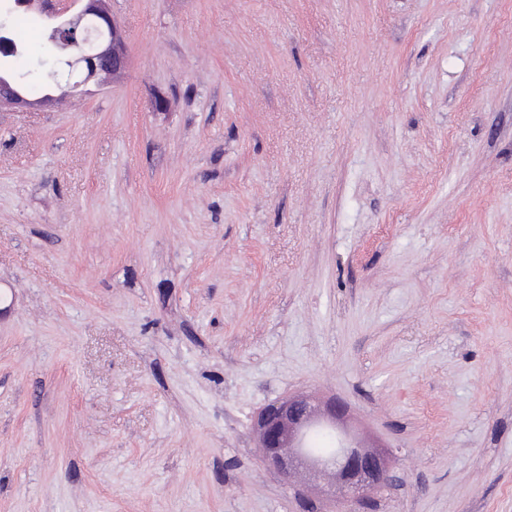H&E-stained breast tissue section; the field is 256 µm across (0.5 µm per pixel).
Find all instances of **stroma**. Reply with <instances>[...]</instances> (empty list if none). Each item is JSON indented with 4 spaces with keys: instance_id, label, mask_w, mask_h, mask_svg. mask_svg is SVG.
<instances>
[{
    "instance_id": "stroma-1",
    "label": "stroma",
    "mask_w": 512,
    "mask_h": 512,
    "mask_svg": "<svg viewBox=\"0 0 512 512\" xmlns=\"http://www.w3.org/2000/svg\"><path fill=\"white\" fill-rule=\"evenodd\" d=\"M112 10L123 78L0 112V512H337L261 461L302 392L369 512H512V0ZM348 408L336 398L316 400L295 394L274 401L255 417L254 430L265 467L288 482L296 473H329L333 482L327 495L351 505L364 504L389 480V459L379 445L352 437L345 429ZM315 424L343 433V451L320 457L303 450L307 431Z\"/></svg>"
}]
</instances>
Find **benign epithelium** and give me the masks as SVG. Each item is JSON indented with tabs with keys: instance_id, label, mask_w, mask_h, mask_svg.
I'll return each mask as SVG.
<instances>
[{
	"instance_id": "benign-epithelium-1",
	"label": "benign epithelium",
	"mask_w": 512,
	"mask_h": 512,
	"mask_svg": "<svg viewBox=\"0 0 512 512\" xmlns=\"http://www.w3.org/2000/svg\"><path fill=\"white\" fill-rule=\"evenodd\" d=\"M79 1V12L70 14ZM14 6L53 19L48 39L58 51L64 74V81L56 82V89L67 85L68 99H75L76 89L101 76L117 79L126 73L129 56L120 24L112 12V0H54L51 8L45 0H14ZM61 101L55 89L29 99L17 91L15 81L0 79V111L51 107ZM347 416L348 408L342 402L334 398L316 400L302 393L268 404L254 420L265 467L284 480L297 473H329L333 482L326 494L352 505L365 503L387 485L389 459L380 446L346 432ZM315 424L342 434L341 453L320 457L304 451L305 435Z\"/></svg>"
}]
</instances>
